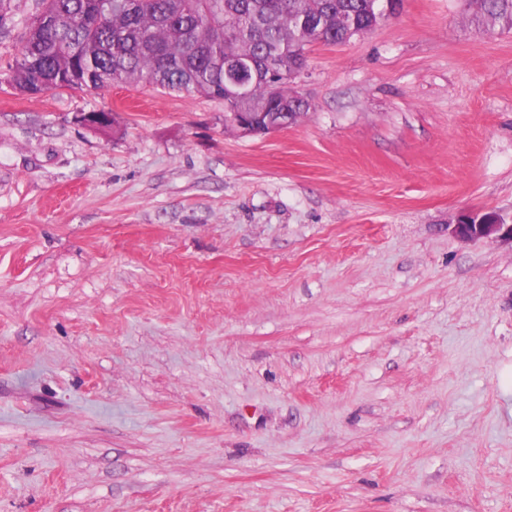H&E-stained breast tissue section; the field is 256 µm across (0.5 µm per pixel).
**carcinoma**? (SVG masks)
I'll return each mask as SVG.
<instances>
[{
	"label": "carcinoma",
	"instance_id": "obj_1",
	"mask_svg": "<svg viewBox=\"0 0 512 512\" xmlns=\"http://www.w3.org/2000/svg\"><path fill=\"white\" fill-rule=\"evenodd\" d=\"M8 82L26 89L34 74L56 88L79 73L86 88L142 84L164 93L224 99L225 65L245 57L258 69L288 71L296 47L336 46L371 28L382 0H42ZM470 25L512 32V0H467ZM235 31L232 36L225 30ZM309 102L259 78L226 112H303Z\"/></svg>",
	"mask_w": 512,
	"mask_h": 512
}]
</instances>
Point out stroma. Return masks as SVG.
Listing matches in <instances>:
<instances>
[{"instance_id": "stroma-1", "label": "stroma", "mask_w": 512, "mask_h": 512, "mask_svg": "<svg viewBox=\"0 0 512 512\" xmlns=\"http://www.w3.org/2000/svg\"><path fill=\"white\" fill-rule=\"evenodd\" d=\"M0 12V512H512V33L402 0L297 125L19 93ZM111 111L117 133L77 123ZM454 231L461 239L468 241L494 239L512 246V220L505 222L499 214L488 211L484 213H466Z\"/></svg>"}]
</instances>
